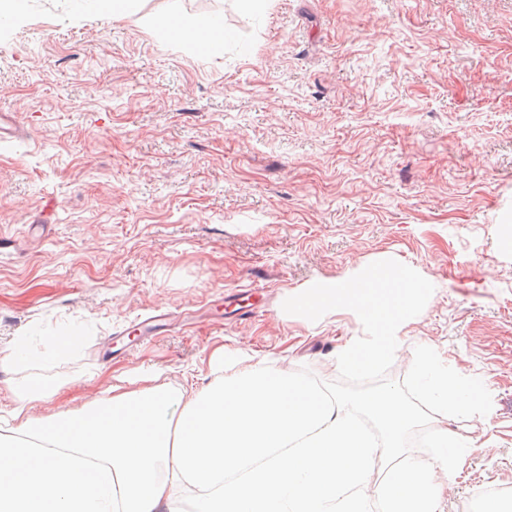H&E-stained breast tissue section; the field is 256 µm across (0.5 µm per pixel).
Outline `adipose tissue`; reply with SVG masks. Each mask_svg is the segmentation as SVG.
I'll return each mask as SVG.
<instances>
[{
  "mask_svg": "<svg viewBox=\"0 0 512 512\" xmlns=\"http://www.w3.org/2000/svg\"><path fill=\"white\" fill-rule=\"evenodd\" d=\"M157 30L203 52L224 46L209 16L165 17ZM212 365L224 380L189 394L150 371L144 386H115L94 407L42 420L28 409L49 387L13 389L0 415V512H183L180 484L199 491L191 512H368L364 489L383 459L384 512H442L437 473L477 448L448 431L454 454L406 459L402 437L420 415L392 388L332 399L246 352L217 353ZM355 409L381 426L384 443L357 426Z\"/></svg>",
  "mask_w": 512,
  "mask_h": 512,
  "instance_id": "ef3b65f1",
  "label": "adipose tissue"
}]
</instances>
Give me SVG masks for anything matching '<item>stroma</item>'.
Instances as JSON below:
<instances>
[{"label": "stroma", "instance_id": "stroma-1", "mask_svg": "<svg viewBox=\"0 0 512 512\" xmlns=\"http://www.w3.org/2000/svg\"><path fill=\"white\" fill-rule=\"evenodd\" d=\"M215 15L202 55L158 19ZM0 368L54 393L35 419L95 403L144 371L216 381L242 350L337 380L363 336L347 309L287 314L295 291L394 259L434 286L388 377L428 344L482 380L489 414L449 423L481 449L438 475L443 512L512 500V0H135L122 19L24 0L0 26ZM260 312L213 319L227 293ZM163 308L169 329L113 353Z\"/></svg>", "mask_w": 512, "mask_h": 512}]
</instances>
